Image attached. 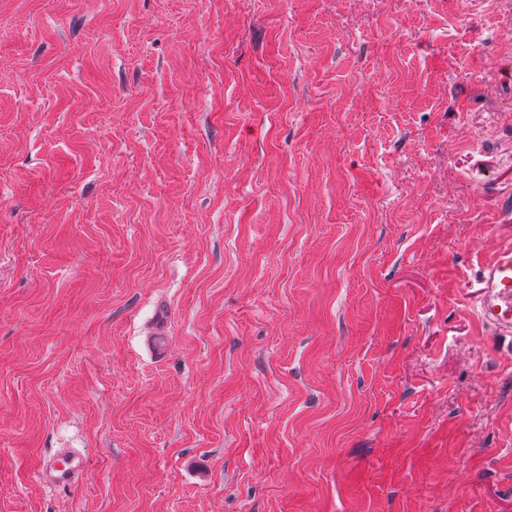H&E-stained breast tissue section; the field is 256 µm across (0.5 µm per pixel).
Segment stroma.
<instances>
[{
	"label": "stroma",
	"mask_w": 512,
	"mask_h": 512,
	"mask_svg": "<svg viewBox=\"0 0 512 512\" xmlns=\"http://www.w3.org/2000/svg\"><path fill=\"white\" fill-rule=\"evenodd\" d=\"M511 240L512 0H0V512H512ZM478 319L512 338V242L501 245L477 276ZM63 457L61 463L57 459L40 464L35 471L37 480L49 488H71L87 476L91 461L86 453L72 450Z\"/></svg>",
	"instance_id": "stroma-1"
}]
</instances>
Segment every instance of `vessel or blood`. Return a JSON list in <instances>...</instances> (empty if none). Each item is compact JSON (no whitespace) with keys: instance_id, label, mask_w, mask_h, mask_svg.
<instances>
[{"instance_id":"b4317fda","label":"vessel or blood","mask_w":512,"mask_h":512,"mask_svg":"<svg viewBox=\"0 0 512 512\" xmlns=\"http://www.w3.org/2000/svg\"><path fill=\"white\" fill-rule=\"evenodd\" d=\"M478 319L501 334L512 335V242L501 245L481 268L474 299ZM91 461L86 453L69 451L63 462H45L35 476L50 488H71L87 476Z\"/></svg>"}]
</instances>
